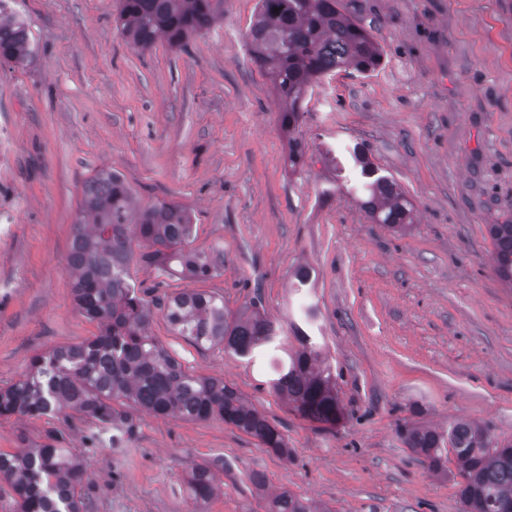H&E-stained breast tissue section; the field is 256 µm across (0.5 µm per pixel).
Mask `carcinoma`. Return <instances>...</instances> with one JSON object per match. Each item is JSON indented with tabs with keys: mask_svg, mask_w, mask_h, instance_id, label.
<instances>
[{
	"mask_svg": "<svg viewBox=\"0 0 512 512\" xmlns=\"http://www.w3.org/2000/svg\"><path fill=\"white\" fill-rule=\"evenodd\" d=\"M224 17V0H119L117 23L134 46L148 50L163 39L184 49L189 40ZM253 60L282 102L279 121L288 134V163L297 167L304 145L295 136L313 83L329 72L375 71L384 50L371 31L342 14L336 0H258L248 34ZM32 52L25 23L0 5V62L22 63ZM354 159L365 181L361 206L376 224L401 231L414 223V205L399 185L379 176L363 147ZM495 270L512 284V221L492 224ZM196 224L179 204L159 201L133 212L131 189L114 170L101 169L85 184L76 212L65 271L79 311L98 323L97 336L33 355L20 377L0 387V417L65 414L88 422L93 437L120 448L136 435L137 414L185 420L218 419L288 457V438L217 376L187 371L148 333L153 308L173 330L198 347L222 346L239 357L266 358L269 389L302 418L334 428L344 419L336 376L311 342L270 354L281 329L252 300L237 316L224 314V298L182 290L165 302L136 283L132 264L155 266L167 277L208 281L221 276L223 252L195 246ZM404 444L433 473L448 471L453 449L463 478L467 512H512V445L493 444L485 430L459 422L446 431L404 427ZM63 434L48 435L38 448L0 452V480L13 493L14 512H86L83 460L62 447ZM212 462L191 463L185 484L196 512L218 491ZM270 512H321L286 490L270 500Z\"/></svg>",
	"mask_w": 512,
	"mask_h": 512,
	"instance_id": "carcinoma-1",
	"label": "carcinoma"
}]
</instances>
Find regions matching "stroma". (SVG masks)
Instances as JSON below:
<instances>
[{"instance_id":"stroma-1","label":"stroma","mask_w":512,"mask_h":512,"mask_svg":"<svg viewBox=\"0 0 512 512\" xmlns=\"http://www.w3.org/2000/svg\"><path fill=\"white\" fill-rule=\"evenodd\" d=\"M256 3L224 0L186 50L143 51L118 30L117 0H13L34 51L0 63V386L35 353L97 334L64 263L85 182L113 169L136 208L194 214L196 247L224 253L200 288L229 315L257 298L286 330L315 304L305 331L336 374L343 421L301 418L269 390L263 360L195 346L158 311L151 336L236 388L286 435L289 458L219 420L147 413L117 450L60 416L2 417L0 452L62 431L87 459L88 512H191L187 464L218 459L208 512H268L284 489L329 512H465L456 457L434 475L400 430L464 421L512 443V286L488 232L512 219V0H338L385 56L369 76L314 85L294 171L249 52ZM357 144L413 203L407 229L372 223L342 187L336 165Z\"/></svg>"}]
</instances>
